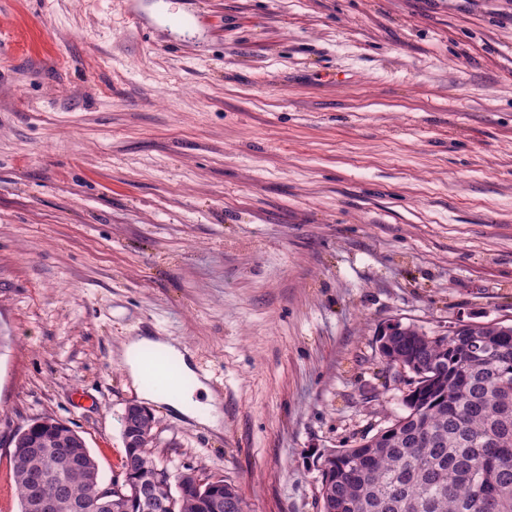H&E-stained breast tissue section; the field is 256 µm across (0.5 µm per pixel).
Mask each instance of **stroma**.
<instances>
[{"instance_id": "1", "label": "stroma", "mask_w": 512, "mask_h": 512, "mask_svg": "<svg viewBox=\"0 0 512 512\" xmlns=\"http://www.w3.org/2000/svg\"><path fill=\"white\" fill-rule=\"evenodd\" d=\"M459 319L512 326V0H0V512L43 417L120 477L137 335L221 415L148 402L156 459L320 512L378 333ZM156 349L161 351L167 358L176 361L180 367L182 375L194 377L196 386L183 395L174 394L170 390L154 392L144 389L141 381L149 368L162 373L164 370L162 361H145L141 359L140 353ZM122 365L128 376L133 381L138 394L146 400H163L168 406L179 414L194 419L201 424L211 428H218L220 425L217 409L212 403L210 389L200 379L197 378L195 371L190 366L188 360V351L181 348V344L176 340L157 339L155 336H134L127 339L122 352ZM196 394V398L194 397ZM206 396V400H200Z\"/></svg>"}]
</instances>
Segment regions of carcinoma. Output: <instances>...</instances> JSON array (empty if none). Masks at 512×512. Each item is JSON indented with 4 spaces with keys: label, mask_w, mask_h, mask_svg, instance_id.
<instances>
[{
    "label": "carcinoma",
    "mask_w": 512,
    "mask_h": 512,
    "mask_svg": "<svg viewBox=\"0 0 512 512\" xmlns=\"http://www.w3.org/2000/svg\"><path fill=\"white\" fill-rule=\"evenodd\" d=\"M491 356L470 354L474 331L446 336L416 329L396 343L394 359L408 366L406 413L353 448L317 457L321 512H512V329L479 326ZM9 466L28 512L29 472L49 475L47 492L63 486L55 512L91 500L98 464L76 430L62 421L14 434ZM84 450L82 466L66 465L65 449ZM122 474L161 471L168 482L150 512H205L207 486L153 460L147 450L125 451Z\"/></svg>",
    "instance_id": "carcinoma-1"
}]
</instances>
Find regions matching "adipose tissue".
<instances>
[{
  "label": "adipose tissue",
  "mask_w": 512,
  "mask_h": 512,
  "mask_svg": "<svg viewBox=\"0 0 512 512\" xmlns=\"http://www.w3.org/2000/svg\"><path fill=\"white\" fill-rule=\"evenodd\" d=\"M148 349L161 351L165 358L176 361L182 375L193 376L194 370L188 360V352L175 340H164L153 336H134L128 338L122 352L121 362L133 383L139 384L144 378L147 370L162 371V361L148 362L141 359V352ZM209 388L204 383H197L194 390L182 395L174 394L172 391L164 390L154 392L141 388L139 394L147 400H161L179 414L194 419L201 424L216 428L219 427L217 409L212 401H209L207 394Z\"/></svg>",
  "instance_id": "1"
}]
</instances>
